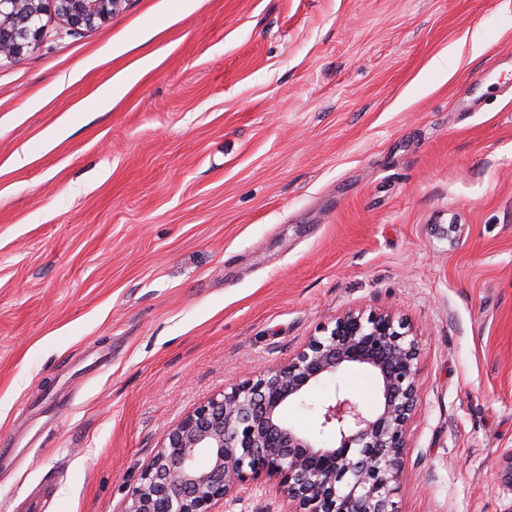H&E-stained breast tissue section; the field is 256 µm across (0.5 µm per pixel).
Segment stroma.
Returning <instances> with one entry per match:
<instances>
[{
  "label": "stroma",
  "mask_w": 512,
  "mask_h": 512,
  "mask_svg": "<svg viewBox=\"0 0 512 512\" xmlns=\"http://www.w3.org/2000/svg\"><path fill=\"white\" fill-rule=\"evenodd\" d=\"M42 22L0 58V512H122L165 428L351 306L419 342L397 512H512V0ZM339 388L376 403L349 367L285 422L334 441Z\"/></svg>",
  "instance_id": "stroma-1"
}]
</instances>
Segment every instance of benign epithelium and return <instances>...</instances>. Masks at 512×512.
Masks as SVG:
<instances>
[{"label":"benign epithelium","mask_w":512,"mask_h":512,"mask_svg":"<svg viewBox=\"0 0 512 512\" xmlns=\"http://www.w3.org/2000/svg\"><path fill=\"white\" fill-rule=\"evenodd\" d=\"M125 0H0V57L19 59L44 32L49 9L78 31L106 23ZM325 335L311 336L287 361L236 383L196 407L162 436L124 512H221L243 489L274 488L286 512H395L393 497L419 399V345L385 310L349 309ZM361 366L375 376L378 404L336 388L319 405L326 446L283 420L288 404L322 378ZM208 459L205 468L199 456ZM512 488V448L498 466Z\"/></svg>","instance_id":"7a95c632"}]
</instances>
